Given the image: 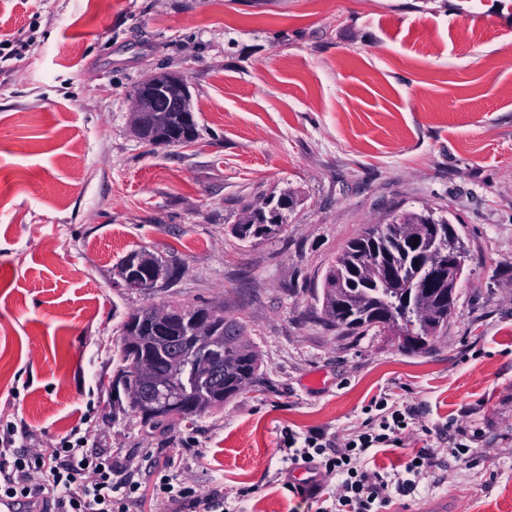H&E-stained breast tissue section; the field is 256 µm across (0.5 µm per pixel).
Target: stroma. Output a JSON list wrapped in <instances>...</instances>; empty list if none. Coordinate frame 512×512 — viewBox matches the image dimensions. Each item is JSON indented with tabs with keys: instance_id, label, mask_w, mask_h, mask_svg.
Returning a JSON list of instances; mask_svg holds the SVG:
<instances>
[{
	"instance_id": "stroma-1",
	"label": "stroma",
	"mask_w": 512,
	"mask_h": 512,
	"mask_svg": "<svg viewBox=\"0 0 512 512\" xmlns=\"http://www.w3.org/2000/svg\"><path fill=\"white\" fill-rule=\"evenodd\" d=\"M31 37L0 73V418L51 451L161 475L224 512H316L286 483L289 436L352 432L374 398L418 416L380 467L466 431L404 512H512V0H0V40ZM188 85L193 143L151 147L133 91ZM268 239L230 232L283 190ZM434 211L466 249L448 327L426 351L351 335L322 280L370 224ZM161 255L177 280L124 288L121 261ZM220 304L248 328L254 383L224 407L146 425L113 399L121 322L141 307ZM250 489L242 498V489Z\"/></svg>"
}]
</instances>
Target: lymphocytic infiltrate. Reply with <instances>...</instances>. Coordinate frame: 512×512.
<instances>
[{"label": "lymphocytic infiltrate", "mask_w": 512, "mask_h": 512, "mask_svg": "<svg viewBox=\"0 0 512 512\" xmlns=\"http://www.w3.org/2000/svg\"><path fill=\"white\" fill-rule=\"evenodd\" d=\"M371 412L349 437L305 436L301 447L288 451L292 462L313 465L319 476L335 478L331 512H387L396 498L415 495L423 479L441 465L435 449H417L403 470L365 468L379 448L398 445L415 416L413 408H399L388 398L369 404ZM27 430L0 422V497L26 498L41 503L44 512H138V487L112 465L111 455L90 453L87 436L71 430L51 454L19 453L16 440H30ZM317 480L288 484L293 496L313 500L323 487ZM153 493L179 512H219L220 502L177 488L171 475H161Z\"/></svg>", "instance_id": "lymphocytic-infiltrate-1"}]
</instances>
